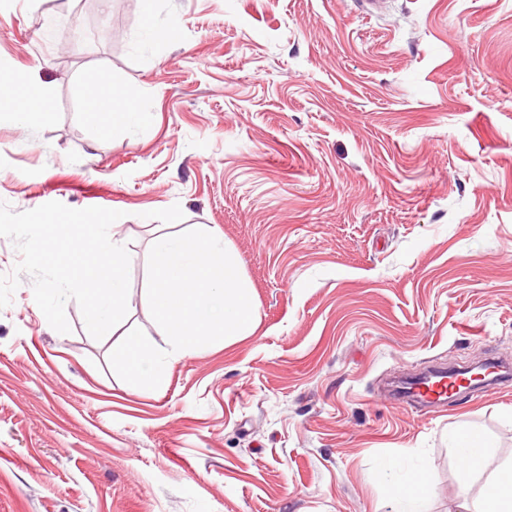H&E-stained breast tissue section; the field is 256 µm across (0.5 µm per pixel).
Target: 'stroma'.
Wrapping results in <instances>:
<instances>
[{"label": "stroma", "mask_w": 512, "mask_h": 512, "mask_svg": "<svg viewBox=\"0 0 512 512\" xmlns=\"http://www.w3.org/2000/svg\"><path fill=\"white\" fill-rule=\"evenodd\" d=\"M77 23L51 44L39 23ZM0 0V70L38 71L46 118L0 113V201L122 211L128 313L58 334L22 275L0 309V512H392L427 468L458 512L449 436L512 458V382L446 406L387 378L512 358V0ZM129 100L108 130L87 93ZM209 228L252 288V335L171 354L157 389L109 357L147 299L160 234ZM400 460L389 473L385 461ZM83 111L93 122H100L103 128L127 127L144 120L145 114L136 104L128 103L121 108H109L107 103L99 98L87 101ZM418 389L413 393V395L405 396L396 394L397 401H406L411 403H416L418 405L430 408H438L443 406L448 401V387L445 392H441L437 395H433L431 392H424L417 386Z\"/></svg>", "instance_id": "1"}]
</instances>
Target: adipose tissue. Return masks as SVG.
Segmentation results:
<instances>
[{"label":"adipose tissue","instance_id":"obj_1","mask_svg":"<svg viewBox=\"0 0 512 512\" xmlns=\"http://www.w3.org/2000/svg\"><path fill=\"white\" fill-rule=\"evenodd\" d=\"M51 92V85L37 73H0V103L10 110L27 116L41 114ZM84 111L89 119L108 129L127 127L144 119L138 105L129 103L112 108L99 98L87 101ZM452 441L465 473L484 472L488 475L480 503L473 512H512V460L492 463L486 452L487 442L476 430L465 436L454 433Z\"/></svg>","mask_w":512,"mask_h":512}]
</instances>
